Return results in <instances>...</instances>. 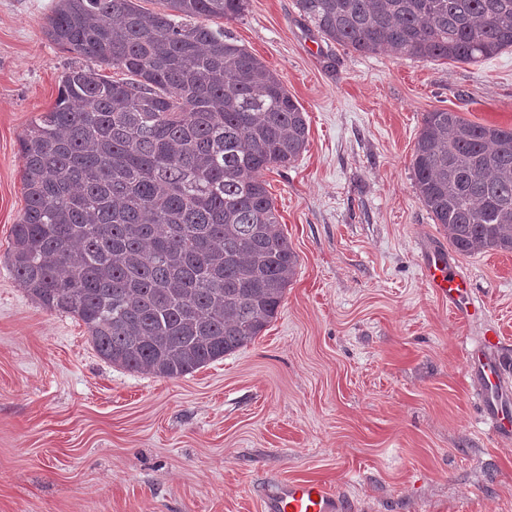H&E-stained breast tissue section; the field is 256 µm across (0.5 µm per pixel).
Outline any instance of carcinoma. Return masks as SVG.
<instances>
[{
    "mask_svg": "<svg viewBox=\"0 0 512 512\" xmlns=\"http://www.w3.org/2000/svg\"><path fill=\"white\" fill-rule=\"evenodd\" d=\"M58 0L46 35L91 66L64 73L20 140L25 210L10 267L134 372L179 378L246 346L278 315L297 255L265 173L296 161L301 107L229 23L247 0ZM361 53L489 60L512 48V0H295ZM419 198L460 254L512 252V127L425 114Z\"/></svg>",
    "mask_w": 512,
    "mask_h": 512,
    "instance_id": "obj_1",
    "label": "carcinoma"
}]
</instances>
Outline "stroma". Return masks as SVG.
Returning a JSON list of instances; mask_svg holds the SVG:
<instances>
[{
	"instance_id": "35a3bbf8",
	"label": "stroma",
	"mask_w": 512,
	"mask_h": 512,
	"mask_svg": "<svg viewBox=\"0 0 512 512\" xmlns=\"http://www.w3.org/2000/svg\"><path fill=\"white\" fill-rule=\"evenodd\" d=\"M55 3L0 0V512H260L294 478L352 512H512V441L467 367L493 326V358H512V253L449 250L483 304L459 322L425 286V253L448 240L412 167L427 112L512 126V49L479 64L362 54L295 0H249L229 28L309 126L298 161L265 175L296 275L254 341L164 379L103 359L9 268L19 140L79 62L44 33Z\"/></svg>"
}]
</instances>
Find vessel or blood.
Wrapping results in <instances>:
<instances>
[{"instance_id":"b4317fda","label":"vessel or blood","mask_w":512,"mask_h":512,"mask_svg":"<svg viewBox=\"0 0 512 512\" xmlns=\"http://www.w3.org/2000/svg\"><path fill=\"white\" fill-rule=\"evenodd\" d=\"M424 276L428 288L447 299L456 317L461 320L474 316L478 308L465 295L471 286L444 253L434 252L424 263ZM264 512H349L345 499L329 493L317 480L299 478L282 483L264 501Z\"/></svg>"}]
</instances>
